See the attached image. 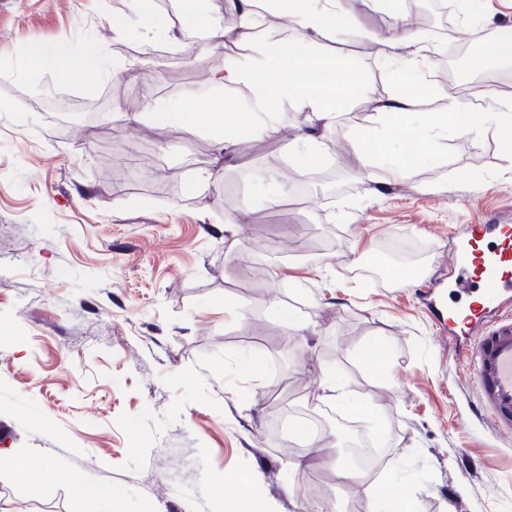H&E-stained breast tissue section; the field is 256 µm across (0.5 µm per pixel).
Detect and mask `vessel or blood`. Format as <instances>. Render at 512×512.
Segmentation results:
<instances>
[{"label": "vessel or blood", "mask_w": 512, "mask_h": 512, "mask_svg": "<svg viewBox=\"0 0 512 512\" xmlns=\"http://www.w3.org/2000/svg\"><path fill=\"white\" fill-rule=\"evenodd\" d=\"M448 264L464 266L461 287L480 293L453 322L472 343L458 352L475 386L481 409L498 434L512 438V224L471 225L448 247Z\"/></svg>", "instance_id": "1"}]
</instances>
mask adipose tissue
<instances>
[{
	"mask_svg": "<svg viewBox=\"0 0 512 512\" xmlns=\"http://www.w3.org/2000/svg\"><path fill=\"white\" fill-rule=\"evenodd\" d=\"M257 2L238 0L236 4L240 23L235 37L237 41L252 44V52L225 55L223 69L214 72L208 80L210 87L219 93L244 87L255 91L251 101L241 103L235 120L219 130L218 139L229 148L245 137L261 133L262 118L275 111L276 103L262 94L260 87L264 78L273 74L281 86V95L309 112L311 119L308 132L286 142L283 150L301 167L317 166L322 159L318 148L322 129L332 125L337 112L364 91L363 83L351 77L345 59L319 51L322 40L344 31L342 0H267L269 9L285 12L304 30V38L291 44L262 32L263 20ZM429 51V40L425 37L406 42L404 50H386L389 68L406 74L407 80L402 91L379 102L380 126L363 138L359 174L369 175L376 163L386 157L382 145L390 139L399 143L395 156L399 173H406L419 162L423 148H410L408 142L399 138L403 123L419 124L432 144L447 136L449 118L462 109L457 99H449L442 112L429 114L418 110L419 96L415 88L421 68L430 62Z\"/></svg>",
	"mask_w": 512,
	"mask_h": 512,
	"instance_id": "1",
	"label": "adipose tissue"
}]
</instances>
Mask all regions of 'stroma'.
I'll use <instances>...</instances> for the list:
<instances>
[{
  "instance_id": "35a3bbf8",
  "label": "stroma",
  "mask_w": 512,
  "mask_h": 512,
  "mask_svg": "<svg viewBox=\"0 0 512 512\" xmlns=\"http://www.w3.org/2000/svg\"><path fill=\"white\" fill-rule=\"evenodd\" d=\"M447 4L456 45L512 27V0H480L472 17ZM346 6L347 36L321 50L366 90L320 139L322 170L343 178L320 196L282 150L309 125L288 100L270 130L218 160L212 130L239 104L207 84L225 49L187 48L165 9L145 28L132 0H0V452L33 464L24 481L0 466V512H234L226 480L241 475L272 512H370L378 490L417 512H512V440L476 417L458 337L431 321L418 284L390 276L385 251H422L448 307L464 305L448 234L512 219V153L496 127L452 129L439 164L355 177L354 137L378 124L364 104L404 82L384 43L440 24L428 0ZM34 45L60 48L62 66L29 74ZM48 88L81 120L59 125ZM151 99L184 101L198 119L160 127L143 116ZM282 308L304 334L287 335ZM372 341L388 352L380 374L355 361ZM252 354L287 357L278 382L247 365ZM328 374L375 405L382 433L338 423ZM305 416L324 430L298 444ZM354 429L380 464L344 480L328 462ZM44 466L59 473L47 492Z\"/></svg>"
}]
</instances>
